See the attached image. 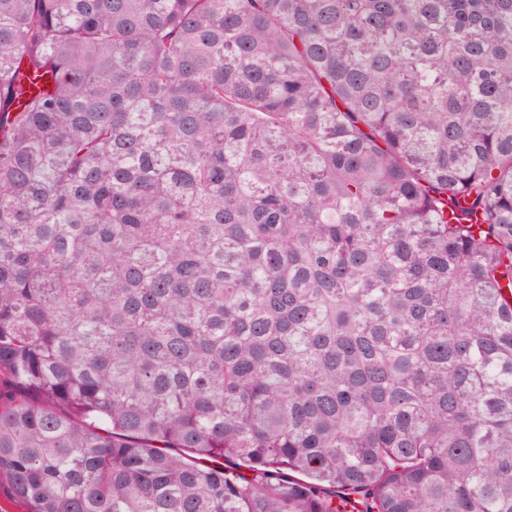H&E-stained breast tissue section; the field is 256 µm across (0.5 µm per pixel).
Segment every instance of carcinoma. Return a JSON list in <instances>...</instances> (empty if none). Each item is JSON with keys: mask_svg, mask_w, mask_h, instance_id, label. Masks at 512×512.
I'll return each instance as SVG.
<instances>
[{"mask_svg": "<svg viewBox=\"0 0 512 512\" xmlns=\"http://www.w3.org/2000/svg\"><path fill=\"white\" fill-rule=\"evenodd\" d=\"M1 481L512 512V0H0Z\"/></svg>", "mask_w": 512, "mask_h": 512, "instance_id": "1", "label": "carcinoma"}]
</instances>
